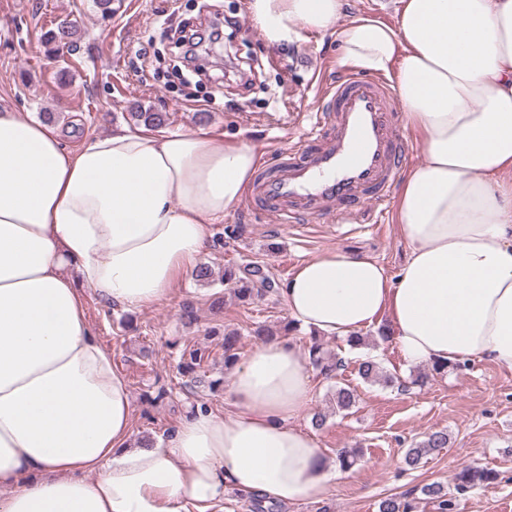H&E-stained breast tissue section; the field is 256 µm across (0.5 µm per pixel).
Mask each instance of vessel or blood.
<instances>
[{"label": "vessel or blood", "mask_w": 512, "mask_h": 512, "mask_svg": "<svg viewBox=\"0 0 512 512\" xmlns=\"http://www.w3.org/2000/svg\"><path fill=\"white\" fill-rule=\"evenodd\" d=\"M324 104L287 152L266 157L267 176L251 195L277 223L328 216L344 224H377L410 157L396 100L379 79L351 73L323 91Z\"/></svg>", "instance_id": "vessel-or-blood-1"}]
</instances>
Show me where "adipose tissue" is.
Wrapping results in <instances>:
<instances>
[{"mask_svg":"<svg viewBox=\"0 0 512 512\" xmlns=\"http://www.w3.org/2000/svg\"><path fill=\"white\" fill-rule=\"evenodd\" d=\"M345 0H248L271 44L307 29L339 65L393 76L424 160L398 193L397 275L325 251L281 290L304 329L345 338L388 320L409 365L488 358L512 370V0H402L395 24ZM254 148L203 132L120 129L68 149L56 126L0 109V512H224L233 486L281 505L340 472L294 426L311 398L300 348L257 344L231 408L195 409L166 445L130 446L125 376L87 295L137 309L193 272L248 191Z\"/></svg>","mask_w":512,"mask_h":512,"instance_id":"1","label":"adipose tissue"}]
</instances>
